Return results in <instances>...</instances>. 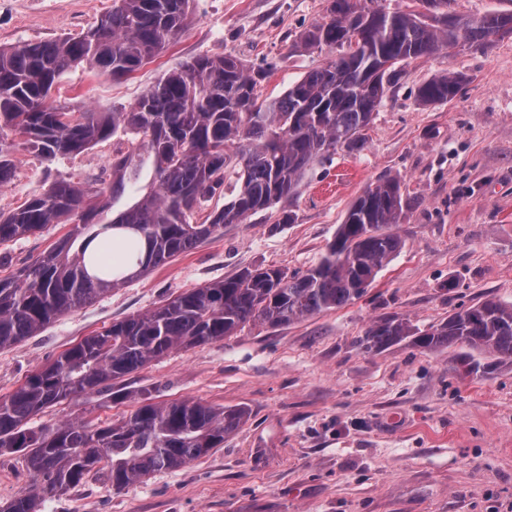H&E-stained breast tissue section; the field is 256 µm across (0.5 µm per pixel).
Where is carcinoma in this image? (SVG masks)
I'll return each mask as SVG.
<instances>
[{
  "label": "carcinoma",
  "mask_w": 512,
  "mask_h": 512,
  "mask_svg": "<svg viewBox=\"0 0 512 512\" xmlns=\"http://www.w3.org/2000/svg\"><path fill=\"white\" fill-rule=\"evenodd\" d=\"M421 10H389L366 0H330L327 21L299 36L309 52L336 50L278 99H260L257 76L236 55H199L167 72L125 112H71L49 102L61 75L89 63L122 79L161 54L188 24L189 0H113L112 11L76 37L0 48V184L18 149L48 157L79 154L118 133L140 146L112 157V183L65 181L4 216L0 242L72 230L16 274L0 278V348L38 333L55 318L97 300L187 252L248 216L295 195L310 166L337 149L362 150L402 66L462 38L483 47L512 34V13L457 22L448 0H418ZM466 76L448 71L422 83V105L453 100ZM152 168L153 180L140 185ZM235 185L224 206L194 215ZM408 210L401 180L386 177L348 208L321 260L302 275L245 268L182 292L141 315L112 323L33 372L0 398V455L22 454L42 486L0 512H43L44 493L62 495L93 470L112 489L181 467L224 444L248 420L243 407L200 400L141 401L125 420L63 423L33 431L28 419L71 395L128 397L117 383L176 348L231 337L250 322L271 328L341 308L367 291L402 250L391 226ZM95 251H88L93 241ZM436 350L459 346L512 363V303L487 298L421 329L407 318L374 322L366 351L403 341Z\"/></svg>",
  "instance_id": "obj_1"
}]
</instances>
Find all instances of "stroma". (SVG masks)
Masks as SVG:
<instances>
[{"label": "stroma", "mask_w": 512, "mask_h": 512, "mask_svg": "<svg viewBox=\"0 0 512 512\" xmlns=\"http://www.w3.org/2000/svg\"><path fill=\"white\" fill-rule=\"evenodd\" d=\"M327 5L190 0L187 28L159 56L120 80L79 65L62 74L53 99L120 112L183 61L224 54L261 72L262 97L277 98L330 60V52L296 46L323 21ZM111 9L112 0H0V47L80 34ZM446 71L468 77L458 96L418 105L417 87ZM131 147L119 135L52 159L18 150L0 184V213L59 180L109 185L113 155ZM387 176L400 177L410 200L394 227L405 246L365 295L276 329L248 324L237 336L172 351L129 377L127 389L155 403L194 398L245 407L248 421L222 448L119 492L103 473L90 474L67 494L46 495L44 512H512V365L476 375L458 347L427 351L404 341L367 352L357 343L386 315L425 328L486 298L512 303V35L409 62L362 151L316 161L294 198L226 225L0 350V397L85 337L185 290L246 267L305 273L350 203ZM69 230L52 224L0 243V276L33 263ZM135 406L80 394L29 426L109 423ZM36 484L22 459L0 456V502Z\"/></svg>", "instance_id": "1"}]
</instances>
